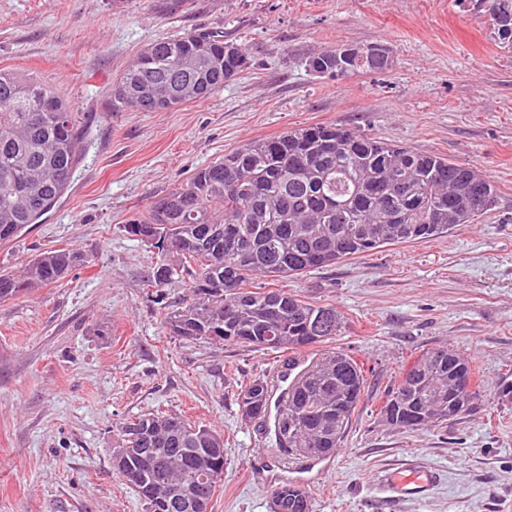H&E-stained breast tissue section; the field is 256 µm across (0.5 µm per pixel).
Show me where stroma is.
Masks as SVG:
<instances>
[{
    "label": "stroma",
    "instance_id": "35a3bbf8",
    "mask_svg": "<svg viewBox=\"0 0 512 512\" xmlns=\"http://www.w3.org/2000/svg\"><path fill=\"white\" fill-rule=\"evenodd\" d=\"M223 32L250 63L223 88L170 112L113 111L107 90L154 40ZM381 43V74L322 78L308 56ZM0 70L57 89L91 130L73 180L39 223L0 243V269L59 248L74 275L0 301V512H144L112 470L117 422L155 410L224 438L210 512H271L260 461L273 434L241 417L252 379L281 388L284 355L171 335L182 283L148 287L156 256L124 230L150 203L226 153L291 127L336 124L486 174L497 204L479 223L395 244L297 279H255L336 308L345 327L302 350L343 351L365 392L335 453L304 470L282 455L312 512H512V49L468 0H0ZM471 358L481 398L459 420L407 431L380 408L426 350ZM416 457L441 479L419 498L384 479Z\"/></svg>",
    "mask_w": 512,
    "mask_h": 512
}]
</instances>
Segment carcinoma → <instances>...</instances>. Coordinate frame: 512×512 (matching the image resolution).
I'll return each instance as SVG.
<instances>
[{"mask_svg":"<svg viewBox=\"0 0 512 512\" xmlns=\"http://www.w3.org/2000/svg\"><path fill=\"white\" fill-rule=\"evenodd\" d=\"M499 43L512 48V0H476ZM376 45L338 44L309 56L343 79L388 68ZM348 52L342 61L336 53ZM248 64L244 50L217 32H189L148 44L110 89L112 110H173L200 101ZM88 129L54 88L15 71H0V242L35 224L65 192ZM497 188L477 170L436 153L372 137L338 125L291 128L248 142L197 169L155 201L126 232L157 249L153 283L178 278L188 298L167 313L173 336L297 353L340 335L336 308L283 290L249 289L256 277L297 278L355 255L396 243L422 242L475 224L495 207ZM85 257L59 249L37 255L17 272L0 271V301L67 278ZM276 342H269V337ZM364 369L336 351L299 374L279 404V449L309 457L333 454L364 392ZM269 389L254 379L242 389L240 410L258 420ZM478 398L473 369L449 348L429 350L405 369L380 413L406 430L454 421ZM123 445L112 468L143 476L132 487L146 512H190L162 502L149 465L160 464L168 484L212 499L218 483L203 473L224 470L220 434L163 412L119 424ZM311 512L308 492L284 485L273 512Z\"/></svg>","mask_w":512,"mask_h":512,"instance_id":"carcinoma-1","label":"carcinoma"}]
</instances>
